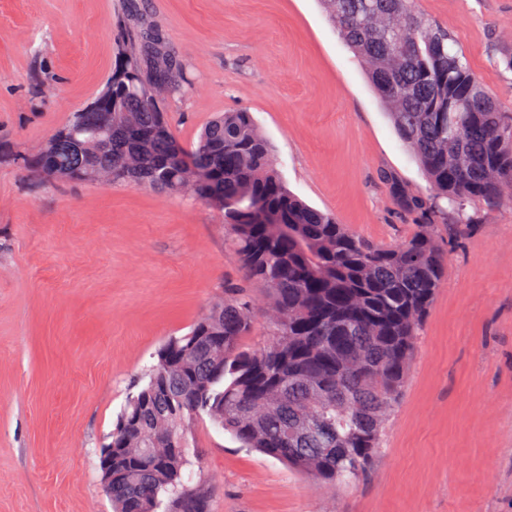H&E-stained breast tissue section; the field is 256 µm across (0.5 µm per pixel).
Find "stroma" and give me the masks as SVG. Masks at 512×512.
Wrapping results in <instances>:
<instances>
[{
    "label": "stroma",
    "mask_w": 512,
    "mask_h": 512,
    "mask_svg": "<svg viewBox=\"0 0 512 512\" xmlns=\"http://www.w3.org/2000/svg\"><path fill=\"white\" fill-rule=\"evenodd\" d=\"M512 112V0H415ZM152 17L187 67L168 100L191 146L251 112L289 189L374 244L424 223L428 180L320 0H0V512H112L100 450L159 347L241 282L205 203L27 176L22 159L85 107ZM447 257L366 475L317 481L191 427L187 489L207 512H512V206L447 208Z\"/></svg>",
    "instance_id": "obj_1"
}]
</instances>
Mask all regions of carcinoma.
Instances as JSON below:
<instances>
[{
	"label": "carcinoma",
	"instance_id": "obj_1",
	"mask_svg": "<svg viewBox=\"0 0 512 512\" xmlns=\"http://www.w3.org/2000/svg\"><path fill=\"white\" fill-rule=\"evenodd\" d=\"M401 140L451 204L512 203V112L462 61L448 31L413 0H321ZM186 66L140 15L123 65L27 160L55 159L61 181L112 182L191 195L224 212L243 279L270 301L271 339L249 350L256 308L226 288L183 336L157 351L147 383L112 431L115 512H206L186 490L187 434L206 416L243 445L332 485L357 481L404 387L421 322L446 260L432 222L395 246L369 243L291 192L246 111L213 119L198 142L174 137L163 102L184 94Z\"/></svg>",
	"mask_w": 512,
	"mask_h": 512
}]
</instances>
